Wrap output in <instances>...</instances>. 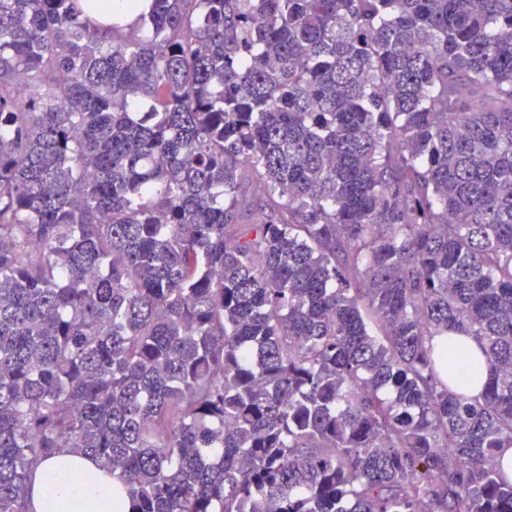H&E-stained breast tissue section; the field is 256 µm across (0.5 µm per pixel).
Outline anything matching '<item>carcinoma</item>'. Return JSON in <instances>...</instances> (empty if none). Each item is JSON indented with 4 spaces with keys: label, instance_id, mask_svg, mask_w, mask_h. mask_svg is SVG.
<instances>
[{
    "label": "carcinoma",
    "instance_id": "cac0c4a2",
    "mask_svg": "<svg viewBox=\"0 0 512 512\" xmlns=\"http://www.w3.org/2000/svg\"><path fill=\"white\" fill-rule=\"evenodd\" d=\"M61 448L127 512H512V0H0V512Z\"/></svg>",
    "mask_w": 512,
    "mask_h": 512
}]
</instances>
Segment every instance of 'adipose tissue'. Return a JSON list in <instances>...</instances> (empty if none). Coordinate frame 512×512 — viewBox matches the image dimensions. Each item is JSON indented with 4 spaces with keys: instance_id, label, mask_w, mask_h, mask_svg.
Here are the masks:
<instances>
[{
    "instance_id": "adipose-tissue-1",
    "label": "adipose tissue",
    "mask_w": 512,
    "mask_h": 512,
    "mask_svg": "<svg viewBox=\"0 0 512 512\" xmlns=\"http://www.w3.org/2000/svg\"><path fill=\"white\" fill-rule=\"evenodd\" d=\"M111 473L103 471L92 457L59 450L36 469V480L29 492L34 512H101V503L112 500Z\"/></svg>"
}]
</instances>
